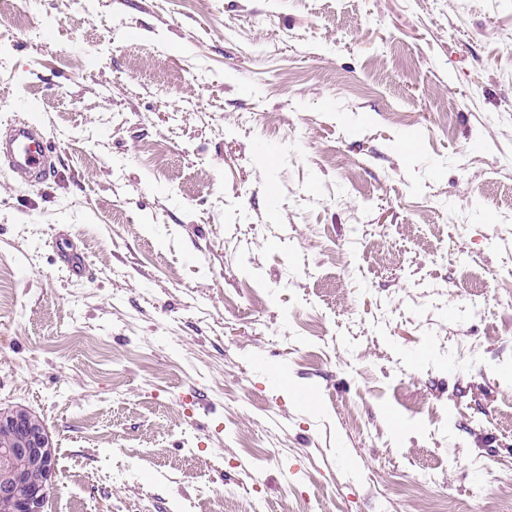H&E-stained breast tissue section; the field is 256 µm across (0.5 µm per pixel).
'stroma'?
Returning <instances> with one entry per match:
<instances>
[{
    "mask_svg": "<svg viewBox=\"0 0 512 512\" xmlns=\"http://www.w3.org/2000/svg\"><path fill=\"white\" fill-rule=\"evenodd\" d=\"M22 121L57 172L0 170V408L45 512H512V0H0ZM53 454L51 438L36 417L25 409H0L2 512L43 511L51 486Z\"/></svg>",
    "mask_w": 512,
    "mask_h": 512,
    "instance_id": "stroma-1",
    "label": "stroma"
}]
</instances>
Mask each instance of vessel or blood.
Instances as JSON below:
<instances>
[{
  "instance_id": "obj_1",
  "label": "vessel or blood",
  "mask_w": 512,
  "mask_h": 512,
  "mask_svg": "<svg viewBox=\"0 0 512 512\" xmlns=\"http://www.w3.org/2000/svg\"><path fill=\"white\" fill-rule=\"evenodd\" d=\"M53 154V142L36 124L20 123L0 139V168L31 183L45 181L53 174Z\"/></svg>"
}]
</instances>
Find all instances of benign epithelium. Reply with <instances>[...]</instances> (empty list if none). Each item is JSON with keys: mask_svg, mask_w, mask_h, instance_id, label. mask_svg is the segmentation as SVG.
<instances>
[{"mask_svg": "<svg viewBox=\"0 0 512 512\" xmlns=\"http://www.w3.org/2000/svg\"><path fill=\"white\" fill-rule=\"evenodd\" d=\"M54 446L25 409L0 410V512H43Z\"/></svg>", "mask_w": 512, "mask_h": 512, "instance_id": "benign-epithelium-1", "label": "benign epithelium"}]
</instances>
